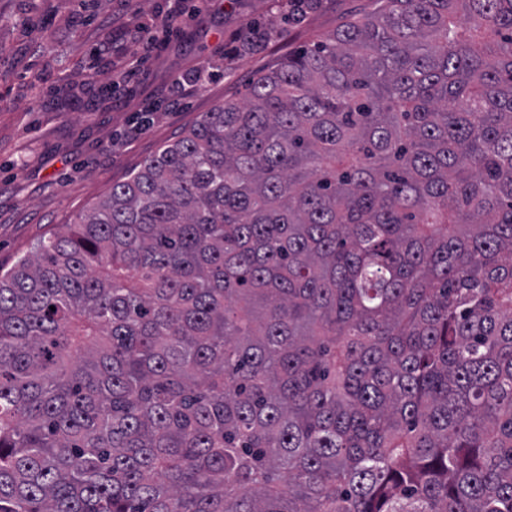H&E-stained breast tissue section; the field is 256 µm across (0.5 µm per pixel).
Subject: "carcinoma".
Returning a JSON list of instances; mask_svg holds the SVG:
<instances>
[{
  "mask_svg": "<svg viewBox=\"0 0 512 512\" xmlns=\"http://www.w3.org/2000/svg\"><path fill=\"white\" fill-rule=\"evenodd\" d=\"M0 274V512H512V0H375Z\"/></svg>",
  "mask_w": 512,
  "mask_h": 512,
  "instance_id": "obj_1",
  "label": "carcinoma"
}]
</instances>
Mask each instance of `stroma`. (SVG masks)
Instances as JSON below:
<instances>
[{"mask_svg": "<svg viewBox=\"0 0 512 512\" xmlns=\"http://www.w3.org/2000/svg\"><path fill=\"white\" fill-rule=\"evenodd\" d=\"M372 0H318L301 23L291 0H211L182 35L150 57L118 102L134 47L133 13L156 18L165 0H0V269L73 222L163 144L227 101L255 74L323 40ZM175 110L156 91L194 69Z\"/></svg>", "mask_w": 512, "mask_h": 512, "instance_id": "35a3bbf8", "label": "stroma"}]
</instances>
